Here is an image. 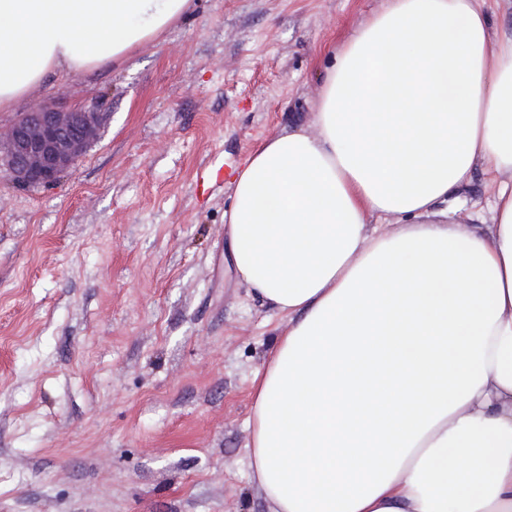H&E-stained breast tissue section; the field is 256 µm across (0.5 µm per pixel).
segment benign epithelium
Segmentation results:
<instances>
[{
	"instance_id": "benign-epithelium-1",
	"label": "benign epithelium",
	"mask_w": 512,
	"mask_h": 512,
	"mask_svg": "<svg viewBox=\"0 0 512 512\" xmlns=\"http://www.w3.org/2000/svg\"><path fill=\"white\" fill-rule=\"evenodd\" d=\"M106 113L55 100L0 130V177L27 188L55 184L98 140Z\"/></svg>"
}]
</instances>
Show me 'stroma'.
I'll return each instance as SVG.
<instances>
[{"mask_svg": "<svg viewBox=\"0 0 512 512\" xmlns=\"http://www.w3.org/2000/svg\"><path fill=\"white\" fill-rule=\"evenodd\" d=\"M118 68L0 112L100 106L54 186L0 181V512H268L252 380L288 321L224 265L228 173L309 124L385 0H194Z\"/></svg>", "mask_w": 512, "mask_h": 512, "instance_id": "obj_1", "label": "stroma"}]
</instances>
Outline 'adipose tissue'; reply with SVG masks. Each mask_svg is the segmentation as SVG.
Masks as SVG:
<instances>
[{
	"label": "adipose tissue",
	"mask_w": 512,
	"mask_h": 512,
	"mask_svg": "<svg viewBox=\"0 0 512 512\" xmlns=\"http://www.w3.org/2000/svg\"><path fill=\"white\" fill-rule=\"evenodd\" d=\"M191 8L0 0V111ZM479 168L492 222L470 229ZM231 187L228 268L288 320L253 381L269 512H512V27L486 0H388L334 52L312 128Z\"/></svg>",
	"instance_id": "adipose-tissue-1"
}]
</instances>
